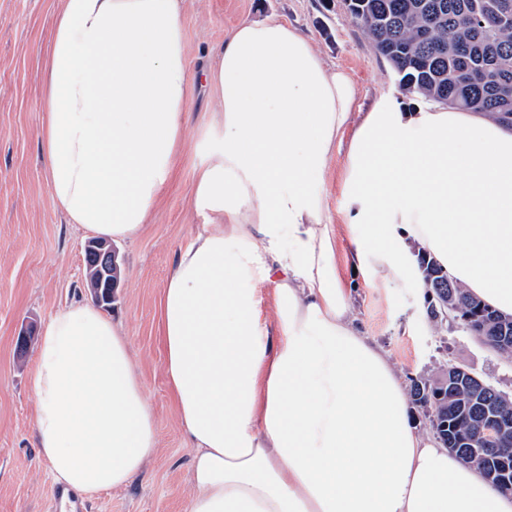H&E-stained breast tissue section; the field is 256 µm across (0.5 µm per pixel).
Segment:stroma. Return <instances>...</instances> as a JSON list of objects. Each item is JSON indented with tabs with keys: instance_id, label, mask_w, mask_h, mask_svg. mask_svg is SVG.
Instances as JSON below:
<instances>
[{
	"instance_id": "obj_1",
	"label": "stroma",
	"mask_w": 512,
	"mask_h": 512,
	"mask_svg": "<svg viewBox=\"0 0 512 512\" xmlns=\"http://www.w3.org/2000/svg\"><path fill=\"white\" fill-rule=\"evenodd\" d=\"M53 0H0V512H47L54 486L36 448L31 381L35 347L19 351L24 331L40 333L59 307L89 302L83 248L91 234L69 223L48 195L38 139L41 66ZM280 16L301 28L328 64L347 70L358 86L355 108L383 98L412 104L377 57L343 0H186L183 14L191 71L241 20ZM185 114L186 139L173 179L149 223L117 242L122 257L116 298L108 312L122 325L153 409L158 451L127 487L83 499L84 512H185L191 450L172 406L157 336L159 299L178 251L206 222L193 203V178L208 158L213 91L194 81ZM351 308L387 351L403 380L459 366L512 394V360L489 351L458 321L431 320L417 289L351 277Z\"/></svg>"
}]
</instances>
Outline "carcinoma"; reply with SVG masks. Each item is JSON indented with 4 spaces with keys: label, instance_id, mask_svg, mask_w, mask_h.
<instances>
[{
    "label": "carcinoma",
    "instance_id": "cac0c4a2",
    "mask_svg": "<svg viewBox=\"0 0 512 512\" xmlns=\"http://www.w3.org/2000/svg\"><path fill=\"white\" fill-rule=\"evenodd\" d=\"M512 0H426L427 9H408L411 0H351L352 19L370 39L375 53L390 66L401 90L411 96L470 112H484L512 122V21L487 32L473 20L476 8ZM434 297L448 293V303L470 329L476 309L489 307L472 300L462 285L436 281L426 286ZM416 406L428 408L456 433L468 435L455 455L485 471L496 464L495 455H476L480 446L475 423L482 403L500 397L490 384L473 393L466 387L444 392L439 399L411 384Z\"/></svg>",
    "mask_w": 512,
    "mask_h": 512
}]
</instances>
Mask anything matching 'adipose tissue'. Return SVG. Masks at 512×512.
Returning a JSON list of instances; mask_svg holds the SVG:
<instances>
[{
    "mask_svg": "<svg viewBox=\"0 0 512 512\" xmlns=\"http://www.w3.org/2000/svg\"><path fill=\"white\" fill-rule=\"evenodd\" d=\"M183 10L58 0L38 136L70 223L131 237L165 191L186 134ZM203 76L217 139L193 200L210 226L181 248L158 319L192 449L186 512H512V496L412 424L402 378L350 314L347 277L414 284L415 242L512 315V128L388 100L357 113L351 76L274 17L236 25ZM341 148L340 253L323 185ZM31 379L54 483L91 498L156 454L127 339L96 308L48 317Z\"/></svg>",
    "mask_w": 512,
    "mask_h": 512,
    "instance_id": "ef3b65f1",
    "label": "adipose tissue"
}]
</instances>
